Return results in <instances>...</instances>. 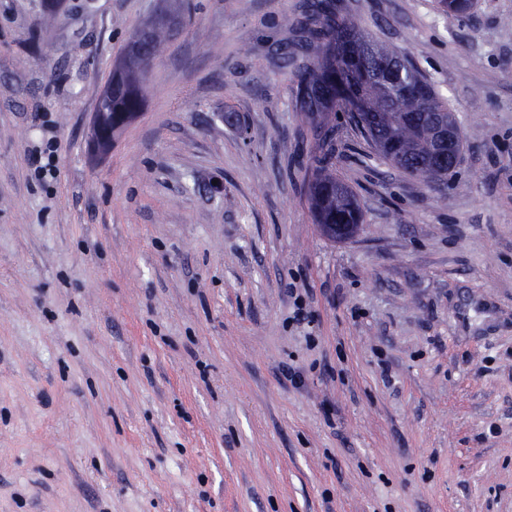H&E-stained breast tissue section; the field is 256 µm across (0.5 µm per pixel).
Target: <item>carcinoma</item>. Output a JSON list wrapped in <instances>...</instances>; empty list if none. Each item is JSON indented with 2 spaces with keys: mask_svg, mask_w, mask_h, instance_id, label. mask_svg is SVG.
I'll return each mask as SVG.
<instances>
[{
  "mask_svg": "<svg viewBox=\"0 0 512 512\" xmlns=\"http://www.w3.org/2000/svg\"><path fill=\"white\" fill-rule=\"evenodd\" d=\"M439 6L461 16L471 11L473 0H439ZM291 25L300 34L301 46L318 55L316 64L297 66L296 108L314 119L349 103L356 125L394 168L432 185L447 181L455 166H434L435 120L449 117L450 109L414 64L339 17L329 0H316L304 20ZM157 45L158 39H152L147 57L112 76V96L100 99L97 111L115 115L138 109L149 57ZM318 149L321 155L315 158L316 174L308 188L315 222L363 223L351 189L326 172L332 152L329 132L320 134Z\"/></svg>",
  "mask_w": 512,
  "mask_h": 512,
  "instance_id": "carcinoma-1",
  "label": "carcinoma"
}]
</instances>
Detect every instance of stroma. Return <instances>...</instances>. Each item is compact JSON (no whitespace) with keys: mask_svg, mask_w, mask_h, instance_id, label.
<instances>
[{"mask_svg":"<svg viewBox=\"0 0 512 512\" xmlns=\"http://www.w3.org/2000/svg\"><path fill=\"white\" fill-rule=\"evenodd\" d=\"M305 3L0 0V512H512V0H338L465 139L433 188L337 113L347 242L307 199ZM158 36L154 31L146 58H138L126 71L114 75L112 84L106 86L104 95L111 97L99 100L90 126V145L97 155H106L112 150L117 134L141 112H136L143 99V82L149 59L156 52ZM122 112L112 123V117Z\"/></svg>","mask_w":512,"mask_h":512,"instance_id":"1","label":"stroma"}]
</instances>
